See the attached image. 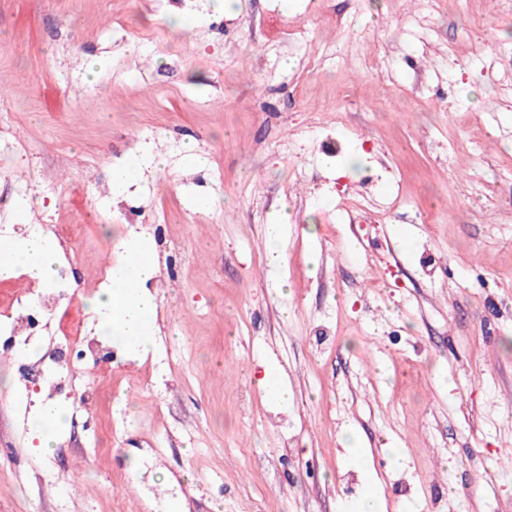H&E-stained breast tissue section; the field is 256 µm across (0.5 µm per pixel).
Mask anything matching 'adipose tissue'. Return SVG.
Instances as JSON below:
<instances>
[{
	"label": "adipose tissue",
	"instance_id": "ef3b65f1",
	"mask_svg": "<svg viewBox=\"0 0 512 512\" xmlns=\"http://www.w3.org/2000/svg\"><path fill=\"white\" fill-rule=\"evenodd\" d=\"M52 252L41 225L33 224L26 237L0 242V276L22 271L29 279L43 284L52 275ZM158 273L148 238L128 241L124 261L111 269V286L90 300L89 307L101 319L106 335L118 340L129 359L145 355L154 343L151 318L158 309V298L145 288Z\"/></svg>",
	"mask_w": 512,
	"mask_h": 512
}]
</instances>
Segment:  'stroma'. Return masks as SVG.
<instances>
[{
    "label": "stroma",
    "mask_w": 512,
    "mask_h": 512,
    "mask_svg": "<svg viewBox=\"0 0 512 512\" xmlns=\"http://www.w3.org/2000/svg\"><path fill=\"white\" fill-rule=\"evenodd\" d=\"M0 110V221L73 225L82 309L148 233L160 299L143 361L57 365L59 479L0 354V512H165V478L186 512H357L368 468L381 512H512V0H0ZM139 172L140 166L137 160L124 165L113 166L110 181L112 194L120 196L128 193L129 189L135 184ZM281 371L273 365L264 367L263 378L259 381L260 387L272 398L285 406L288 402V391L280 382Z\"/></svg>",
    "instance_id": "1"
}]
</instances>
